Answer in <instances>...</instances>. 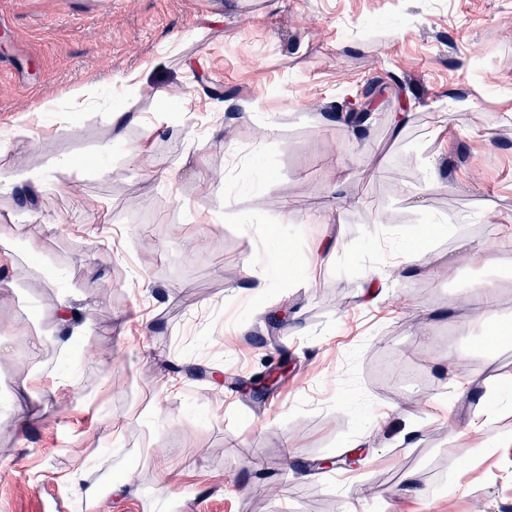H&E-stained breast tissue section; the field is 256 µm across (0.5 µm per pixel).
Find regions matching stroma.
I'll return each instance as SVG.
<instances>
[{"label": "stroma", "instance_id": "35a3bbf8", "mask_svg": "<svg viewBox=\"0 0 512 512\" xmlns=\"http://www.w3.org/2000/svg\"><path fill=\"white\" fill-rule=\"evenodd\" d=\"M0 17V178L48 177L0 188V412L24 418L0 421V512H512V447L487 422L512 342L469 306L491 281L512 319V267L467 261L512 252V0ZM121 76L139 121L113 113ZM371 82L351 129L338 116ZM79 88L96 96L76 112ZM414 231L423 260L397 269Z\"/></svg>", "mask_w": 512, "mask_h": 512}]
</instances>
